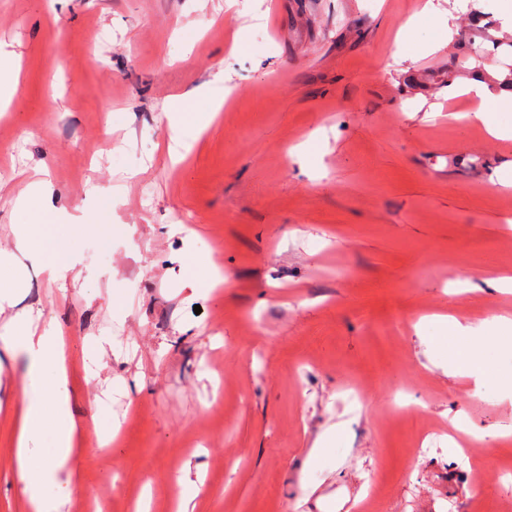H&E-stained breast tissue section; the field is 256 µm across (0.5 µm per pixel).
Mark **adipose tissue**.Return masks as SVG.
<instances>
[{"mask_svg":"<svg viewBox=\"0 0 512 512\" xmlns=\"http://www.w3.org/2000/svg\"><path fill=\"white\" fill-rule=\"evenodd\" d=\"M456 92L479 99V109L471 114L474 121L485 124L495 137L512 138V125L496 118L497 113L512 111V87L491 83L485 74L479 72L461 83ZM49 196L47 183L40 181L34 183L30 193L19 201V208L32 216L31 223L21 229L22 244L32 248L43 247L46 229L56 221L46 206ZM439 321L448 337L447 346L441 349L443 368L448 373L469 377L475 394H484L493 387L501 396L512 399V378L501 377L486 364L489 346L512 351V319L496 316L475 324L443 315ZM12 343L16 350L27 355L33 385L26 398L21 423L19 453L23 464L19 479L34 512H48L49 492L56 485L57 471L70 460L75 430L63 346L53 329L34 334L27 318L16 324ZM48 437L53 440L51 453L44 455L38 467H30L29 457L41 452Z\"/></svg>","mask_w":512,"mask_h":512,"instance_id":"1","label":"adipose tissue"}]
</instances>
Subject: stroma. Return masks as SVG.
<instances>
[{
  "mask_svg": "<svg viewBox=\"0 0 512 512\" xmlns=\"http://www.w3.org/2000/svg\"><path fill=\"white\" fill-rule=\"evenodd\" d=\"M485 64L512 70L501 0ZM424 0H0V52L20 63L0 110V254L21 275L0 301V512H32L17 441L29 362L18 318L65 336L69 466L51 512H497L512 499V403L447 374L432 314L512 316V140L452 120L472 32ZM226 99L202 133L173 99ZM443 110L430 118L431 108ZM192 141L172 162L175 138ZM47 169L53 275L17 245V207ZM224 243V285L192 287L193 253ZM369 379L359 406L341 390ZM98 414V428L88 427ZM462 418L485 431L473 453ZM345 431L317 467L328 428Z\"/></svg>",
  "mask_w": 512,
  "mask_h": 512,
  "instance_id": "1",
  "label": "stroma"
}]
</instances>
